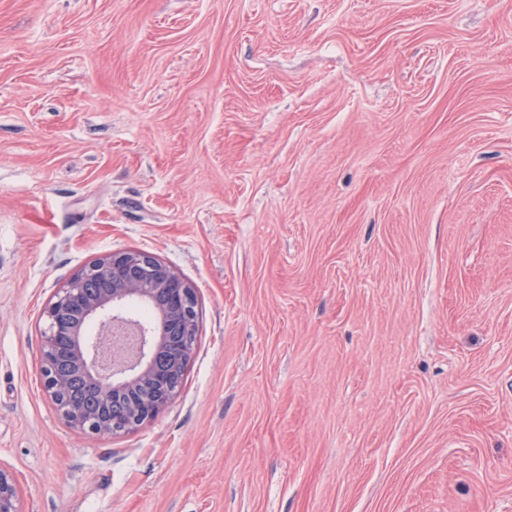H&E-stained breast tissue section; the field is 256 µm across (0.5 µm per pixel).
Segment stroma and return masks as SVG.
<instances>
[{
    "label": "stroma",
    "mask_w": 512,
    "mask_h": 512,
    "mask_svg": "<svg viewBox=\"0 0 512 512\" xmlns=\"http://www.w3.org/2000/svg\"><path fill=\"white\" fill-rule=\"evenodd\" d=\"M128 250L195 354L87 434L42 312ZM0 465L24 512H512V0H0Z\"/></svg>",
    "instance_id": "35a3bbf8"
}]
</instances>
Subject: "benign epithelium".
<instances>
[{"label": "benign epithelium", "mask_w": 512, "mask_h": 512, "mask_svg": "<svg viewBox=\"0 0 512 512\" xmlns=\"http://www.w3.org/2000/svg\"><path fill=\"white\" fill-rule=\"evenodd\" d=\"M45 391L61 419L94 435L138 430L179 394L198 335L195 289L142 251L98 258L45 309ZM0 512H23L0 466Z\"/></svg>", "instance_id": "obj_1"}]
</instances>
